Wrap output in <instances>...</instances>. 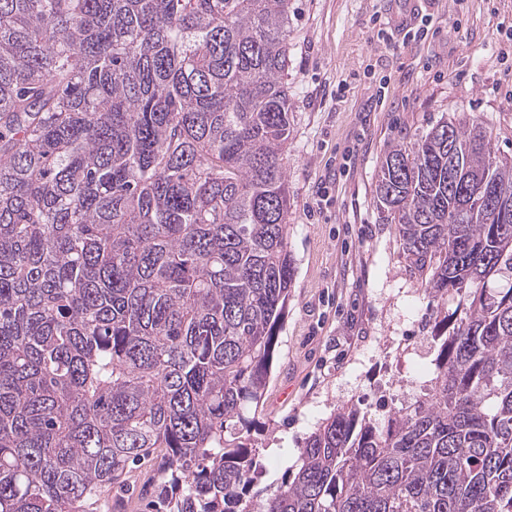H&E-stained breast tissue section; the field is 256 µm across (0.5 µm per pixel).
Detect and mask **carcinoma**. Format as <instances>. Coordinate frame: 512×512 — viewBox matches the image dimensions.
Returning a JSON list of instances; mask_svg holds the SVG:
<instances>
[{
    "mask_svg": "<svg viewBox=\"0 0 512 512\" xmlns=\"http://www.w3.org/2000/svg\"><path fill=\"white\" fill-rule=\"evenodd\" d=\"M289 12L0 0V512H512V158L454 115L374 190L409 277L459 296L435 377L384 426L338 409L257 488L237 427L294 276Z\"/></svg>",
    "mask_w": 512,
    "mask_h": 512,
    "instance_id": "1",
    "label": "carcinoma"
}]
</instances>
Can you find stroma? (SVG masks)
<instances>
[{
    "label": "stroma",
    "mask_w": 512,
    "mask_h": 512,
    "mask_svg": "<svg viewBox=\"0 0 512 512\" xmlns=\"http://www.w3.org/2000/svg\"><path fill=\"white\" fill-rule=\"evenodd\" d=\"M406 0H291L288 316L248 434L265 483L295 469L300 448L331 413L356 407L377 423L413 404L434 376L427 332L442 310L404 271L393 225L375 207L385 154L441 116L484 123L512 157V0H418L434 34L404 40ZM337 176L326 208L316 188Z\"/></svg>",
    "instance_id": "obj_1"
}]
</instances>
